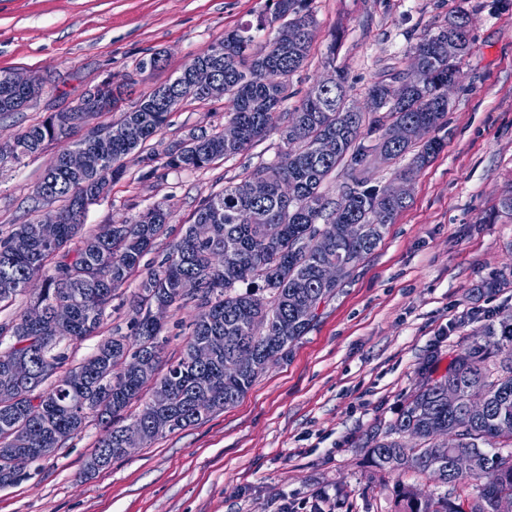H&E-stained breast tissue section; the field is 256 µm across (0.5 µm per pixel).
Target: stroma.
Returning a JSON list of instances; mask_svg holds the SVG:
<instances>
[{"instance_id": "35a3bbf8", "label": "stroma", "mask_w": 512, "mask_h": 512, "mask_svg": "<svg viewBox=\"0 0 512 512\" xmlns=\"http://www.w3.org/2000/svg\"><path fill=\"white\" fill-rule=\"evenodd\" d=\"M268 0H0V72L28 71L40 95L0 116V143L50 113L76 105L106 77L135 86L118 109L93 116L105 127L224 34L256 23ZM316 26L305 64L288 80L282 111L333 70L348 102L368 111L370 87L410 69L415 45L450 16L466 13L470 51L435 135L444 147L417 172L407 207L359 262L288 358L261 373L236 406L153 439L94 476L81 472L104 429L83 432L0 488V512H395L394 479L380 480L361 445L393 421L432 360L444 374L474 330L512 314V218L499 202L512 187V0H308ZM163 62L138 72L151 54ZM227 100L186 98L167 126L126 159L124 175L89 207L84 232L129 220L161 203L174 219L128 281L112 294L98 335L61 344L66 368L100 338L132 336L130 304L182 224L210 194L276 161L270 132L248 151L199 170L164 167L191 133L223 128ZM49 144L21 167L0 171V230L37 221L34 192L56 154ZM508 279L492 292L489 281ZM194 305L170 310L161 360L178 357Z\"/></svg>"}]
</instances>
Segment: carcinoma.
<instances>
[{"instance_id":"carcinoma-1","label":"carcinoma","mask_w":512,"mask_h":512,"mask_svg":"<svg viewBox=\"0 0 512 512\" xmlns=\"http://www.w3.org/2000/svg\"><path fill=\"white\" fill-rule=\"evenodd\" d=\"M273 10L284 20L312 18L306 0H272ZM459 12L448 18L454 27H444L414 47L413 58L427 67L423 85L409 91L402 103L386 104L382 115L366 121L363 112L346 105L343 74H336L332 87L314 86L295 111L279 112L288 78L308 56L310 43L282 49L275 39L255 52L252 29L247 24L224 34L216 42L221 54L211 58L218 79L224 83V99L232 104L228 121L242 131L239 146H224L221 131L193 134L165 153L164 166L176 170H198L219 160L236 156L275 130L284 149L278 161L255 169L239 182L224 187L202 201L192 224H207L210 235L197 238L186 233L174 242L158 268L139 285L132 305L134 341L125 336H109L80 366L57 382H45L66 362L55 348L65 339L82 341L97 333L103 324L112 293L138 268L141 257L163 235L173 216L157 204L125 224H108L85 237L75 251L67 244L80 232L86 210L80 200L86 194H104L112 180L123 173L127 144L112 135L79 136L89 115L81 104L66 112H53L44 121L28 127L13 141L0 146V165H21L40 153L46 144L88 148L102 157L101 168L91 174L76 175L62 164L57 153L36 187V199L61 206L47 211L42 220L57 221V239L45 243L39 222L16 224L6 234L0 232V304L25 292L24 284L35 278L43 288L35 296L45 309L38 328H30L26 314L0 325V487L11 486L26 475L38 457L30 448H59L82 433L89 416L103 425L104 435L84 461L83 474L93 475L124 457L120 439L128 431L150 427L163 421L157 431L163 436L199 424L205 415L193 411L194 401L209 392L220 411L239 403L251 389L259 370L245 365L238 377H224V360L240 354L261 356L275 347L288 356L310 329L314 318L301 313L302 303L311 298L325 300L339 288L321 278L323 265L343 260L352 253L371 254L384 238L388 225L406 207L389 198L387 188L372 185L360 176L342 186L338 198L328 197L322 186L344 164L355 168L364 164L366 149L361 143L364 127L387 134L395 125L422 128V132L399 144L381 141L386 157L396 159L413 153L407 177L422 169L442 149V142L425 135L436 130L448 112L442 97L448 94V79L460 77L457 61H448L445 42L466 21ZM187 69L173 79L169 95L155 91L141 99L121 119L104 130L135 124L142 131L140 144L157 136L167 125L176 106L187 96L209 99L211 94L192 89L185 80ZM132 85L125 77L112 82L100 109L116 106ZM41 85L19 91L0 81V112H19L39 95ZM331 137L335 154L326 157L319 145ZM266 176L271 191L255 198L247 191L249 182ZM294 186V196L277 191L280 181ZM359 224L362 235L348 240L345 226ZM18 236L29 239L25 253L13 250ZM196 288L185 292L184 280ZM195 302L197 313L178 360L161 371V351L166 338L162 327L151 321L156 302L172 308ZM57 304L72 308V318L57 322L52 309ZM211 336H229L231 342L218 351L210 364L197 365L192 358L195 346ZM512 322L485 326L483 333L452 359L446 374L439 378L423 368L418 382L405 399L397 418L382 433L371 436L366 453L374 471L382 477L399 478L395 486V512H496L503 496L512 497ZM145 355L155 357L151 374L136 376L129 370L132 361ZM25 365L27 380L14 382L9 369ZM482 387L488 400L481 411L467 406L470 390ZM170 390L166 406L154 398L142 399L145 388ZM458 393L455 405H448V387ZM139 410L128 416L134 402ZM442 427L459 432L460 441L451 448L433 442L429 431ZM466 450L474 458L464 473L452 469V458ZM413 473L429 477L446 487L445 492L420 498L413 486L400 477Z\"/></svg>"}]
</instances>
